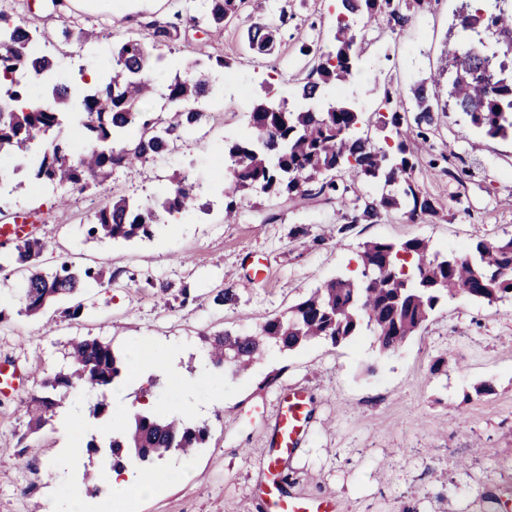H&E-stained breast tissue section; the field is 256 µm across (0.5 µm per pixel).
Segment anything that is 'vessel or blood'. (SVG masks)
<instances>
[{
  "label": "vessel or blood",
  "instance_id": "obj_1",
  "mask_svg": "<svg viewBox=\"0 0 512 512\" xmlns=\"http://www.w3.org/2000/svg\"><path fill=\"white\" fill-rule=\"evenodd\" d=\"M38 225L32 217L16 215L9 224L0 225V244H16L33 237ZM25 381V375L16 366L0 363V394L18 391ZM308 416L307 394L303 389L294 388L282 399L276 419L274 445L277 452L266 461V471L272 481L266 489V502L270 512H311L308 502L282 494L277 481L281 462L297 447L305 431Z\"/></svg>",
  "mask_w": 512,
  "mask_h": 512
}]
</instances>
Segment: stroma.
<instances>
[{
	"instance_id": "obj_1",
	"label": "stroma",
	"mask_w": 512,
	"mask_h": 512,
	"mask_svg": "<svg viewBox=\"0 0 512 512\" xmlns=\"http://www.w3.org/2000/svg\"><path fill=\"white\" fill-rule=\"evenodd\" d=\"M256 17L281 22L271 54L257 55L247 41V20H235L216 38L182 26L169 54L178 71L189 63L229 60L217 100L205 101V131L189 132L165 160L118 168L101 193L75 192L59 207L52 186L28 179L18 159L0 160L24 190L0 211V224L15 213L40 210V237L57 244L44 268L68 261L102 267L112 283L82 295L79 318L58 319L53 332L42 320L20 314L19 278L0 284V361L25 367L30 378L13 395H0V512H72L77 495L88 497L85 473H108L105 451L74 446L63 418L30 432L25 404L40 395L44 378L67 364L74 338L111 342L124 359L141 342L168 354L169 367L139 380L120 377L107 392L109 406L79 414L87 435L102 436L116 421H129L145 406L197 425L209 437L191 458L171 454L153 467L160 481L152 495L132 498L134 512H264L265 462L282 396L292 388L309 396L307 427L297 451L283 463L286 491L314 503L335 501L337 512H512V299L487 305L459 296L440 305L425 326L394 352L381 351L370 333L335 346L317 342L294 351L271 348L245 374L217 373L184 390L180 376L199 377L209 365L205 339L218 332L252 333L325 281L358 273L368 241L418 237L453 252L480 241L512 236V141L474 130L457 112L440 115L419 146L414 179L440 204L436 216L413 223L393 209L374 224L341 230L338 202L311 198L291 202L247 193L237 223L224 221L222 163L226 141L241 137L253 96L270 87L294 98L303 78L299 36H327L336 0H256ZM461 0H432L416 11L401 35L368 33L356 79L329 88L372 120L385 80L412 108L410 89L428 82L439 100L448 97L444 49ZM177 0H73L56 11L42 0H0V10L32 18L53 33L84 28L100 32L94 47L56 41L52 50L70 75L110 63L112 46L133 36L151 40V25L170 21ZM248 87L241 95L240 87ZM455 160L461 178L438 175L429 165ZM190 171L206 188L188 213L170 218L150 240L97 241L85 229L107 195L142 202L159 198L173 170ZM275 222H267L268 214ZM302 226L306 235H295ZM266 277H253L256 263ZM231 289L234 304L214 307L211 290ZM191 296L180 305L182 292ZM28 468H20L19 460Z\"/></svg>"
}]
</instances>
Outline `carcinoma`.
Here are the masks:
<instances>
[{"label": "carcinoma", "instance_id": "obj_1", "mask_svg": "<svg viewBox=\"0 0 512 512\" xmlns=\"http://www.w3.org/2000/svg\"><path fill=\"white\" fill-rule=\"evenodd\" d=\"M250 0H204L195 14L177 12V18L212 34H222L224 23L240 18ZM431 0H336V25L331 44L299 41V54L309 72L298 87L304 102L293 109L269 91L251 103L248 133L224 146L230 170L224 184V218L232 220L242 196L261 190L290 200L323 196L350 210L349 224L378 222L383 213L403 209L411 222L437 214L435 201L423 194L413 179L419 154L409 134L434 125L437 113L453 110L469 117L488 137L512 136V0H465L457 15V33L448 43V101H434L426 83L410 88L414 115L397 105L398 90L384 85L376 125L389 131L384 145H376L362 130L361 113L346 103H324L326 88L345 84L355 73L356 58L369 31L383 26L401 32L412 19L411 9H423ZM277 28L257 20L247 29L250 48L259 55L271 51ZM174 23L152 24L151 45L127 38L112 47V62L98 70L93 81L73 83L55 57L40 42L51 41L28 17L13 18L0 11V157L26 156L32 177L60 191L59 204L73 188H102L116 168L156 162L175 148L183 133L201 125L205 113L197 104L208 97L217 74L230 67L218 58L215 65L177 74L162 88L167 107L147 108L156 85L144 78V69L163 56L153 51L174 42ZM62 38L83 49L96 40L82 30H64ZM80 127L91 149L76 153L61 138L63 120ZM363 179L378 186L377 197L347 199V180ZM171 189L156 203H137L125 196L109 198L95 212L87 235L98 239L150 237L166 216L192 209L204 187L187 172L172 175ZM51 245L31 237L0 251V272L12 266L22 274L21 312L41 317L62 300L87 288L104 286L103 273L63 261L44 271L41 258ZM512 295V236L479 241L461 253L443 255L429 242L410 238L401 242L369 241L361 251L357 279L325 282L286 311L267 319L256 332H221L206 337L211 364L229 365L233 374L248 370L265 350L276 346L292 351L325 340L340 345L367 330L380 350L394 352L414 336L437 306L465 295L493 304ZM70 363L43 381L46 395L32 398L30 424L38 430L65 407L79 383L92 389L113 386L125 368L111 343L97 338L71 343ZM208 434L204 426H188L162 412L137 413L129 424L108 437L114 469H124L129 454L150 464L178 449L187 455Z\"/></svg>", "mask_w": 512, "mask_h": 512}]
</instances>
